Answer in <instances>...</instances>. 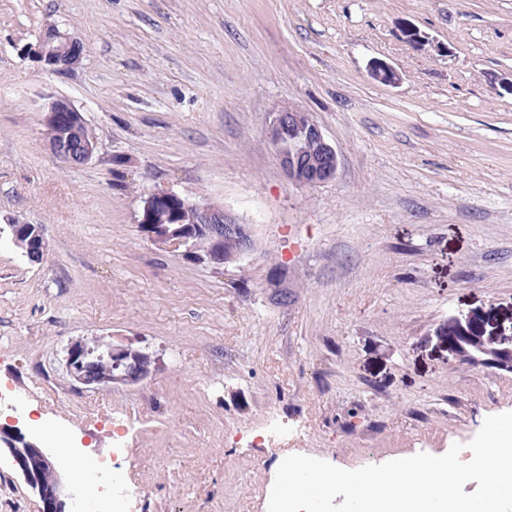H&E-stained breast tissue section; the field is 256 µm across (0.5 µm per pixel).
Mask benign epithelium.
Wrapping results in <instances>:
<instances>
[{
	"mask_svg": "<svg viewBox=\"0 0 512 512\" xmlns=\"http://www.w3.org/2000/svg\"><path fill=\"white\" fill-rule=\"evenodd\" d=\"M76 36L56 24L46 25L34 49L39 61L55 71H68L80 64L83 53L77 50ZM372 79L384 85L401 82V74L389 63L375 60L369 67ZM43 125L56 156L68 167L90 162L96 154L97 142L84 137L85 118L68 99L48 97L43 104ZM266 131L279 166L288 182L297 186H317L336 177L339 154L327 140L320 125L310 113L283 104L269 113ZM192 212L197 228L208 235L212 248L195 259L221 270L230 262H238L254 251L250 225L231 210L219 205L201 203L170 189H154L143 199L138 223L146 225L149 241L165 249L191 254V230L175 236L153 231L158 211ZM11 243L27 259L43 258L47 249L42 226L28 224L17 217L7 219ZM231 240L235 250L224 251ZM448 349L459 359L512 371V336L494 338L470 317L454 318L448 326ZM157 367V358L132 346V343H104L99 339L75 341L66 350L65 368L77 383L105 390L119 385H135L149 378ZM13 459L39 502V512H73L76 487L65 482L56 465L58 449L43 446L42 441L16 425L0 426V453Z\"/></svg>",
	"mask_w": 512,
	"mask_h": 512,
	"instance_id": "benign-epithelium-1",
	"label": "benign epithelium"
}]
</instances>
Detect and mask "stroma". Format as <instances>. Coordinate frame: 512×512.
<instances>
[{"mask_svg": "<svg viewBox=\"0 0 512 512\" xmlns=\"http://www.w3.org/2000/svg\"><path fill=\"white\" fill-rule=\"evenodd\" d=\"M49 23L85 42L74 69L36 57ZM511 82L512 0H0V223L48 244L33 263L0 241V425L92 477L117 461L115 512H261L286 456L355 470L470 442L512 412V373L446 340L455 316L512 336ZM47 94L83 113L88 164L52 151ZM283 104L336 147L335 179L288 182L266 135ZM159 187L232 210L253 254L216 271L151 244ZM95 337L161 367L86 388L64 354ZM0 512H38L5 454Z\"/></svg>", "mask_w": 512, "mask_h": 512, "instance_id": "1", "label": "stroma"}]
</instances>
